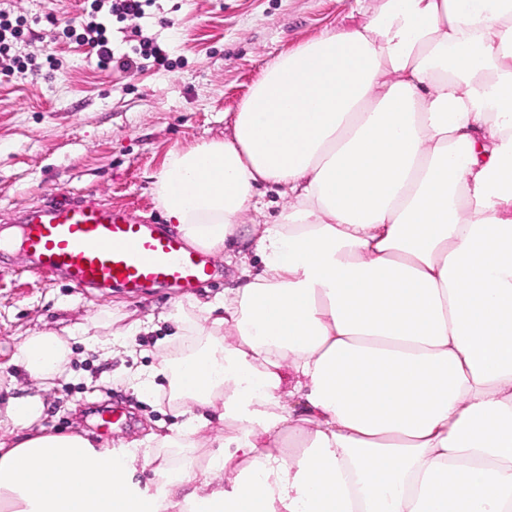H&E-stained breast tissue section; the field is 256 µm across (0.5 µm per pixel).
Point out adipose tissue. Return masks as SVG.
Segmentation results:
<instances>
[{
	"mask_svg": "<svg viewBox=\"0 0 512 512\" xmlns=\"http://www.w3.org/2000/svg\"><path fill=\"white\" fill-rule=\"evenodd\" d=\"M361 12L276 57L230 138L156 175L190 247L252 236L262 261L160 317L184 341L162 365L184 419L153 440L210 456L156 466L46 431L72 351L38 332L13 358L28 391L0 409V512H512V0ZM262 185L292 203L242 227ZM287 432L294 459L269 452Z\"/></svg>",
	"mask_w": 512,
	"mask_h": 512,
	"instance_id": "1",
	"label": "adipose tissue"
}]
</instances>
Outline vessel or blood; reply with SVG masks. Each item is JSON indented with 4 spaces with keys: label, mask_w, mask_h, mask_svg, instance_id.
Wrapping results in <instances>:
<instances>
[{
    "label": "vessel or blood",
    "mask_w": 512,
    "mask_h": 512,
    "mask_svg": "<svg viewBox=\"0 0 512 512\" xmlns=\"http://www.w3.org/2000/svg\"><path fill=\"white\" fill-rule=\"evenodd\" d=\"M19 246L40 278L61 277L77 288L138 295L172 287L189 290L213 276V267L184 240L140 220L122 207L85 196L50 199L27 211ZM94 431L109 440L128 423L122 403L96 408Z\"/></svg>",
    "instance_id": "b4317fda"
}]
</instances>
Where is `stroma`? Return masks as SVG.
<instances>
[{
    "mask_svg": "<svg viewBox=\"0 0 512 512\" xmlns=\"http://www.w3.org/2000/svg\"><path fill=\"white\" fill-rule=\"evenodd\" d=\"M91 0H0V10L25 22L11 54L26 64L0 76V380L25 336L71 327L101 333L106 321L144 320L188 296L161 288L142 296L115 290L103 300L62 279L31 275L23 253L10 244L18 218L46 199L91 193L163 223L153 176L176 147L231 135L236 112L266 65L327 32H345L363 20L356 0H156L141 22L158 38L168 64L145 62L121 72L101 68L87 47L66 37L90 10ZM141 35V36H142ZM205 286L211 294L244 282L258 259L247 249L216 260ZM170 325L129 337L126 353L105 357L71 339L66 373L46 392L42 424L50 432L90 435L81 410L120 397L134 412L133 428L109 440L120 449L141 441L149 457L176 458L145 437L180 423L164 403L169 379L158 376L152 396H140L128 369L154 370L169 358Z\"/></svg>",
    "mask_w": 512,
    "mask_h": 512,
    "instance_id": "1",
    "label": "stroma"
}]
</instances>
